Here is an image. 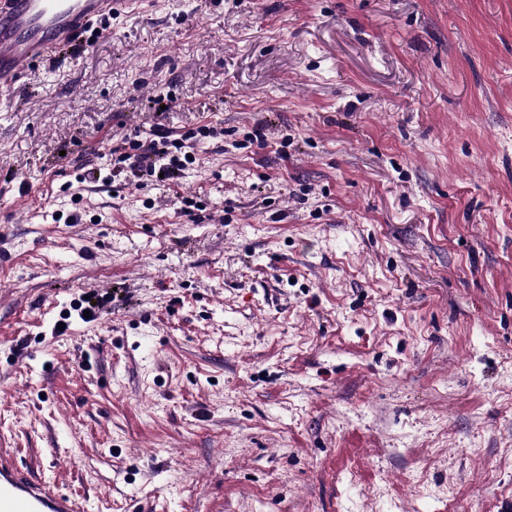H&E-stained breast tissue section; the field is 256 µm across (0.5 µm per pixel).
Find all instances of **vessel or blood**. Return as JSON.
Returning a JSON list of instances; mask_svg holds the SVG:
<instances>
[{"instance_id":"vessel-or-blood-1","label":"vessel or blood","mask_w":512,"mask_h":512,"mask_svg":"<svg viewBox=\"0 0 512 512\" xmlns=\"http://www.w3.org/2000/svg\"><path fill=\"white\" fill-rule=\"evenodd\" d=\"M145 0H0V95L62 48L102 30ZM0 512H83L79 500L18 467L0 451Z\"/></svg>"}]
</instances>
